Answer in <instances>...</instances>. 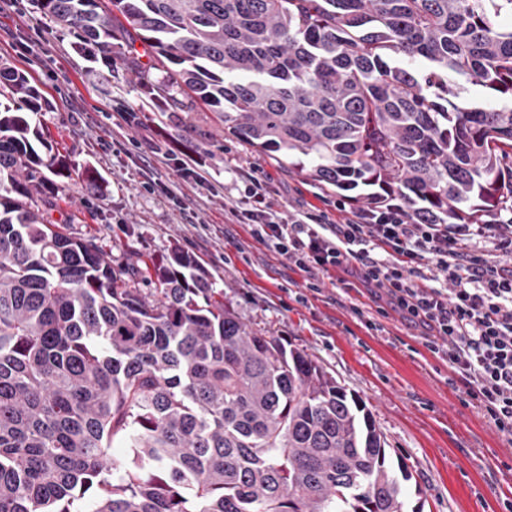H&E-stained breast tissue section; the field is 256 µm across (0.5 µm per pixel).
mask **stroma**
I'll return each mask as SVG.
<instances>
[{
	"mask_svg": "<svg viewBox=\"0 0 512 512\" xmlns=\"http://www.w3.org/2000/svg\"><path fill=\"white\" fill-rule=\"evenodd\" d=\"M1 61L41 88L38 120L53 154L107 181L96 194L77 176L49 175L55 222L95 239L116 264L148 262L175 245L198 256L241 321L306 350L362 398L413 474L407 512H512V443L421 330L396 312L379 316L375 298L342 270L288 265L230 214L256 169L271 174L269 197L282 214L322 212L336 224L358 204L225 133L201 104L161 107L122 54L94 57L33 0H0ZM116 100L123 112L113 111ZM196 156L206 161L201 184L190 172ZM311 280L319 291L308 289ZM369 317L375 328H366Z\"/></svg>",
	"mask_w": 512,
	"mask_h": 512,
	"instance_id": "1",
	"label": "stroma"
}]
</instances>
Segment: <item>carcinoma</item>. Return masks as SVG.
Wrapping results in <instances>:
<instances>
[{
    "mask_svg": "<svg viewBox=\"0 0 512 512\" xmlns=\"http://www.w3.org/2000/svg\"><path fill=\"white\" fill-rule=\"evenodd\" d=\"M36 2L105 59L132 29L164 107L199 103L371 210L512 209V0ZM0 83V512H405L413 475L360 398L243 323L197 256L172 248L151 301L145 269L48 219L44 96Z\"/></svg>",
    "mask_w": 512,
    "mask_h": 512,
    "instance_id": "cac0c4a2",
    "label": "carcinoma"
}]
</instances>
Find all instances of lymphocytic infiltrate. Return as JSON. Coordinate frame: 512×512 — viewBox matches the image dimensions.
Returning a JSON list of instances; mask_svg holds the SVG:
<instances>
[{
	"mask_svg": "<svg viewBox=\"0 0 512 512\" xmlns=\"http://www.w3.org/2000/svg\"><path fill=\"white\" fill-rule=\"evenodd\" d=\"M267 187L262 172L245 184L238 223L289 264L344 270L424 326L428 349L512 440V225L420 224L395 207L336 224L312 213L287 218Z\"/></svg>",
	"mask_w": 512,
	"mask_h": 512,
	"instance_id": "1",
	"label": "lymphocytic infiltrate"
}]
</instances>
